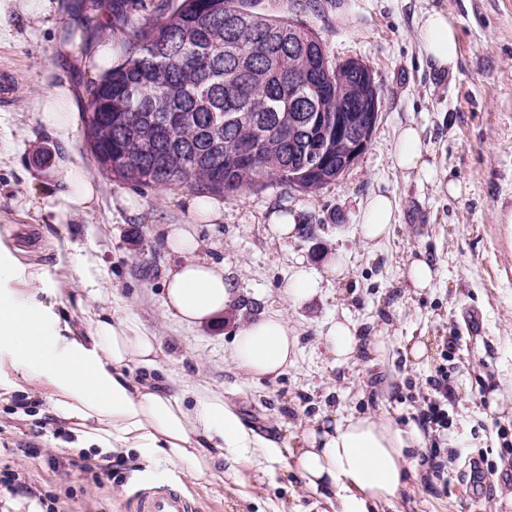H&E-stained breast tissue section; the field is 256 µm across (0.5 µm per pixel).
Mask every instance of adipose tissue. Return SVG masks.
Listing matches in <instances>:
<instances>
[{
  "label": "adipose tissue",
  "mask_w": 512,
  "mask_h": 512,
  "mask_svg": "<svg viewBox=\"0 0 512 512\" xmlns=\"http://www.w3.org/2000/svg\"><path fill=\"white\" fill-rule=\"evenodd\" d=\"M416 38L425 58L440 71L455 70L458 35L442 11L427 13ZM416 124L396 138L394 166L401 173L432 176L434 167ZM67 190L54 199L60 217L90 209L99 187L76 166L64 173ZM397 222L394 197L376 193L363 208L360 235L380 247ZM166 246L183 263L168 271L161 290L165 313L185 326L216 323L233 290L224 267L198 258L199 244L189 225L166 229ZM42 282L37 267L12 253H0V395L44 394L55 417L68 421L84 447L158 454L185 465L197 482L212 477L228 448H264L221 394L189 381L159 382L161 346L156 336L128 319L100 314L80 327L51 314L37 299ZM298 339L281 314L260 317L234 335L230 357L249 376L273 378L291 366ZM143 370V378L132 375ZM415 431H403L374 415L317 420L302 436L294 466L313 489L342 499L344 512H366L368 503L388 500L405 486L411 470Z\"/></svg>",
  "instance_id": "1"
}]
</instances>
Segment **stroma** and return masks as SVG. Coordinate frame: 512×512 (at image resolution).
<instances>
[{
    "label": "stroma",
    "mask_w": 512,
    "mask_h": 512,
    "mask_svg": "<svg viewBox=\"0 0 512 512\" xmlns=\"http://www.w3.org/2000/svg\"><path fill=\"white\" fill-rule=\"evenodd\" d=\"M320 11L296 12L329 60L355 59L372 71L379 95L376 127L358 160L336 181L313 192L274 182L231 196L216 195L220 215L195 220L196 193L183 184L164 189L110 180L98 167L84 124L45 129L41 99L68 85L79 113L88 111V85L101 76L87 63L91 47L117 61L126 45L90 29L93 0H46L32 16L30 0H0V244L39 266V299L72 322L101 310L128 318L159 337L163 373L188 377L224 395L266 448H228L208 483L193 484L185 468L138 452L112 457L111 475H94L103 449L82 448L78 436L49 411L46 398L15 395L0 403V471L23 472L49 491L55 512H129L134 491L164 482L185 493L196 512H340L332 492L308 488L294 467L300 437L326 411L372 413L402 430L416 428L427 379L448 368L454 398L449 424L425 432L400 494L374 512H512V470L470 486V456L500 464L512 454V0H320ZM83 18L64 20L75 4ZM456 26V72L424 60L415 30L431 10ZM77 42L78 52L65 50ZM416 123L435 179L405 176L393 164L398 130ZM76 165L99 184L92 210L58 219L49 199ZM395 196L398 222L378 249L359 235L361 210L374 193ZM293 216L295 239L269 231L272 214ZM189 224L199 254L223 264L235 295L213 326L176 323L161 305V285L180 263L165 244L168 225ZM336 256L345 280L323 275ZM424 256L437 272L418 293L403 271ZM318 272L311 300L286 302L284 290L301 270ZM282 313L298 337L292 366L275 378L254 379L230 360L234 333L270 313ZM360 329L356 359L333 361L323 333L330 320ZM427 354L411 359L409 345ZM459 449L443 478L421 463L432 447ZM58 468H50L49 458Z\"/></svg>",
    "instance_id": "35a3bbf8"
}]
</instances>
